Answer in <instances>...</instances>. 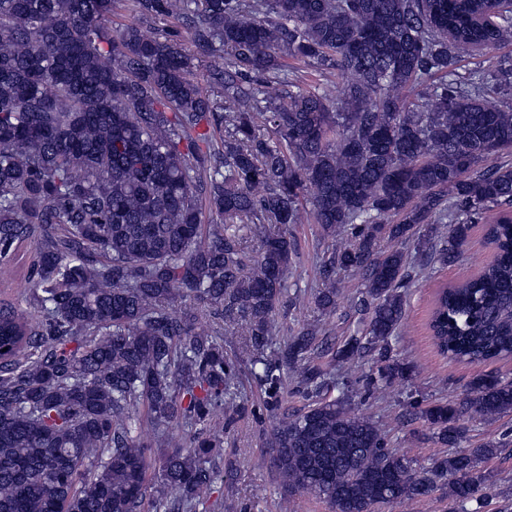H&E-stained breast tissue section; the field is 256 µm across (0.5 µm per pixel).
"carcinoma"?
<instances>
[{
    "mask_svg": "<svg viewBox=\"0 0 512 512\" xmlns=\"http://www.w3.org/2000/svg\"><path fill=\"white\" fill-rule=\"evenodd\" d=\"M0 0V259L30 240L29 301L0 306V512H183L204 506L233 400L224 325L250 337L269 389L274 370L314 392V331L261 353L287 291L288 225L313 223L350 242L323 266L315 303L336 300V269L364 281L363 336L334 354L366 353L381 378L405 379L391 356L416 261L383 239L458 258L471 225L487 226L492 260L439 291L430 328L450 360L512 358V55L460 71L463 55L512 43V0ZM188 26L218 61L214 94L191 79L197 57L158 26ZM338 82L306 86L286 60ZM205 199L213 224L201 222ZM274 224L257 255L243 230ZM206 310L212 330L197 327ZM512 412V380L480 374L462 404L421 417L450 452L418 465L385 448L371 419L320 398L273 432L285 495L331 512L448 490L476 499L488 441L461 448L459 416ZM201 432L156 452L145 425Z\"/></svg>",
    "mask_w": 512,
    "mask_h": 512,
    "instance_id": "carcinoma-1",
    "label": "carcinoma"
}]
</instances>
